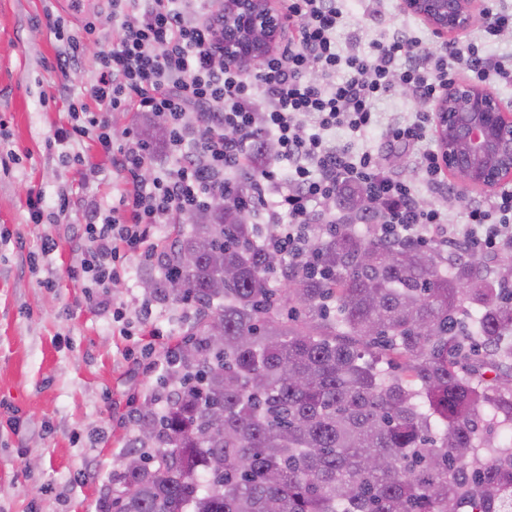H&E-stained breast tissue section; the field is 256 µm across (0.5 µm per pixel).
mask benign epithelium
I'll list each match as a JSON object with an SVG mask.
<instances>
[{
    "mask_svg": "<svg viewBox=\"0 0 512 512\" xmlns=\"http://www.w3.org/2000/svg\"><path fill=\"white\" fill-rule=\"evenodd\" d=\"M405 9L439 36L456 40L482 16V0H404ZM224 61L258 66L288 40L271 0H218ZM431 111L442 165L465 192H491L512 181V102L466 78H457Z\"/></svg>",
    "mask_w": 512,
    "mask_h": 512,
    "instance_id": "1",
    "label": "benign epithelium"
}]
</instances>
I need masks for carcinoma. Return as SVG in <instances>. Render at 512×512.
Listing matches in <instances>:
<instances>
[{
    "instance_id": "1",
    "label": "carcinoma",
    "mask_w": 512,
    "mask_h": 512,
    "mask_svg": "<svg viewBox=\"0 0 512 512\" xmlns=\"http://www.w3.org/2000/svg\"><path fill=\"white\" fill-rule=\"evenodd\" d=\"M251 185L150 282L198 317L135 416L134 491L101 512H512V385L483 372L512 369V287L471 253L336 224L274 288Z\"/></svg>"
}]
</instances>
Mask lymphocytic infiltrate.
Listing matches in <instances>:
<instances>
[{
    "instance_id": "lymphocytic-infiltrate-1",
    "label": "lymphocytic infiltrate",
    "mask_w": 512,
    "mask_h": 512,
    "mask_svg": "<svg viewBox=\"0 0 512 512\" xmlns=\"http://www.w3.org/2000/svg\"><path fill=\"white\" fill-rule=\"evenodd\" d=\"M282 2L288 45L249 73L225 63L215 16L193 9L192 0H108L118 38L104 44L97 78L85 87L83 102L69 109L71 123L45 145L53 150L93 137L120 173L122 186L108 205L65 190L50 204L40 193L27 198L34 224L57 223L73 206H82L92 247L81 267L69 269L73 281L106 288L122 273L120 258L153 261L156 231L234 190L238 171L247 167L255 173V194L267 201L268 221L277 227L267 243L292 260L314 243L318 206L352 187L368 200L365 223L380 225L386 237L485 254L512 248V234L504 232L512 222L511 187L501 189L489 206L470 208L466 224L458 226L440 210L423 208L415 185L381 171L373 153L336 148L323 137L338 127L367 132L376 123V102L400 88L436 100L460 69L481 84L511 78L512 58L490 57L483 46L512 30V11L490 7L476 40L449 46L443 55L431 53L402 27L373 43L369 53L345 55L335 37L343 18L338 0ZM48 25L64 47L56 68L68 73L96 24L85 21L77 32L52 17ZM311 69L321 72V80L307 78ZM339 70L345 78L327 83ZM260 99L267 103L261 112ZM114 112L162 119L168 168L144 179L151 147L131 131L114 138L109 119ZM428 121L424 114L397 121L385 135L411 149L425 180L436 185L443 170L438 151L425 142ZM266 138L277 147L272 163L259 162L254 152L255 142Z\"/></svg>"
}]
</instances>
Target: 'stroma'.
I'll use <instances>...</instances> for the list:
<instances>
[{
	"label": "stroma",
	"mask_w": 512,
	"mask_h": 512,
	"mask_svg": "<svg viewBox=\"0 0 512 512\" xmlns=\"http://www.w3.org/2000/svg\"><path fill=\"white\" fill-rule=\"evenodd\" d=\"M97 14L98 41L88 42L69 76L55 68L59 42L46 12L80 29L83 16L69 0H0V512H98L115 490V474L137 429L129 414L165 376L145 371L144 346L164 360L194 322L193 308L146 295L142 283L159 278L157 267L129 259L130 272L111 288V309L87 306L80 286L68 276L82 259L83 226L78 215L63 224H33L26 200L42 193L85 187L111 201L122 179L92 140L78 150L89 167L48 153L46 139L69 121L68 104L96 74L100 42L116 39L106 0H87ZM414 32L433 52L444 38L404 9L403 0H346L336 30L343 53L368 52L372 42L398 27ZM421 106L409 89L377 104L378 121L366 133L339 127L328 131L336 146L369 151L384 171L420 187L423 206L465 221L468 207L490 203V193H461L451 177L427 187L412 151L385 146L384 133L396 120L414 119ZM56 249L42 256L45 237ZM121 311L113 321V311Z\"/></svg>",
	"instance_id": "obj_1"
}]
</instances>
